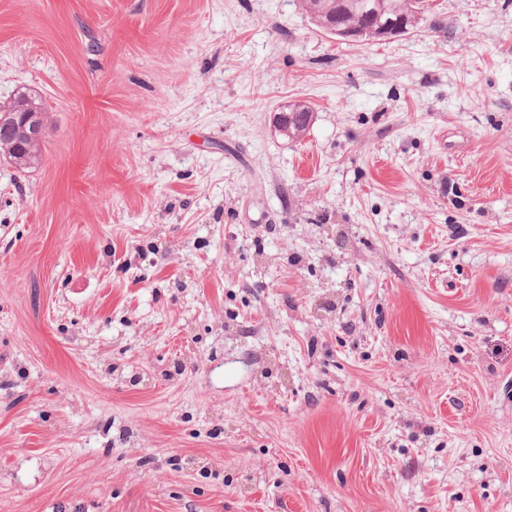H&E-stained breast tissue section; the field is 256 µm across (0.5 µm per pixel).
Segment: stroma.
I'll return each instance as SVG.
<instances>
[{
	"mask_svg": "<svg viewBox=\"0 0 512 512\" xmlns=\"http://www.w3.org/2000/svg\"><path fill=\"white\" fill-rule=\"evenodd\" d=\"M433 10L0 0V512H512V0ZM314 24L336 39L363 42L417 29L428 7L425 0H299ZM384 35V36H383ZM23 98L27 99L26 97ZM25 99L21 100L14 110L12 109L17 101L14 105L10 103L8 106H1V111L5 107H7V110L5 109V112H0V117L9 113H16L12 118H1L0 136H21L25 141L38 143L46 134L43 115L41 110ZM288 113L292 115V119L288 121V126L276 130L281 136L288 140H299L304 136L312 122L314 115L313 110L311 106L304 101L289 104L288 112L284 109L274 115V124L276 127L282 126L285 121L288 120Z\"/></svg>",
	"mask_w": 512,
	"mask_h": 512,
	"instance_id": "1",
	"label": "stroma"
}]
</instances>
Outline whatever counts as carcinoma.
Instances as JSON below:
<instances>
[{
    "instance_id": "1",
    "label": "carcinoma",
    "mask_w": 512,
    "mask_h": 512,
    "mask_svg": "<svg viewBox=\"0 0 512 512\" xmlns=\"http://www.w3.org/2000/svg\"><path fill=\"white\" fill-rule=\"evenodd\" d=\"M299 4L314 24L339 40L363 42L367 38L381 39L394 31L406 35L416 29L427 13L425 0H299ZM292 119L279 130L291 141L304 136L313 110L304 102L289 105Z\"/></svg>"
}]
</instances>
